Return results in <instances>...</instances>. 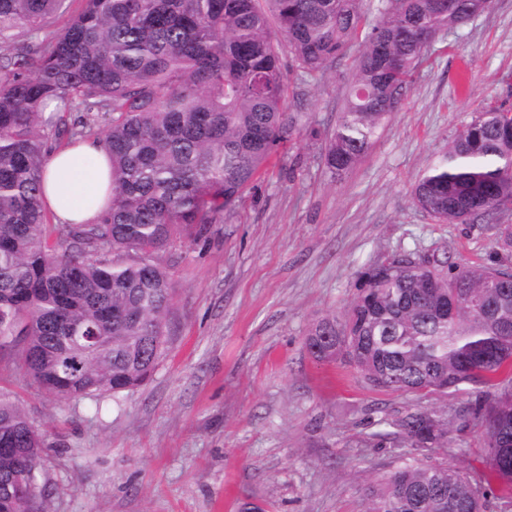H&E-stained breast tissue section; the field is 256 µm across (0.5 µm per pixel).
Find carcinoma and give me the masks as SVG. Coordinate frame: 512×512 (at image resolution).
Wrapping results in <instances>:
<instances>
[{"mask_svg":"<svg viewBox=\"0 0 512 512\" xmlns=\"http://www.w3.org/2000/svg\"><path fill=\"white\" fill-rule=\"evenodd\" d=\"M0 0V357L38 390L99 399L142 385L165 357L174 289L165 253L224 219L292 135L281 49L314 77L347 56L352 81L326 167L340 175L399 109L425 40L490 0ZM51 100L61 108L47 118ZM94 138L112 163V206L94 224H54L48 155ZM412 202L442 224L512 207V109H483L418 178ZM341 318L310 328L318 360L370 387L460 394L481 387L476 423L491 472L512 495V268L402 253L364 271ZM374 437L418 454L451 429L413 408ZM44 436L0 391V512H48ZM482 479L414 457L363 495L364 512H484Z\"/></svg>","mask_w":512,"mask_h":512,"instance_id":"1","label":"carcinoma"}]
</instances>
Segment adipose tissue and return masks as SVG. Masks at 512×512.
Listing matches in <instances>:
<instances>
[{
	"mask_svg": "<svg viewBox=\"0 0 512 512\" xmlns=\"http://www.w3.org/2000/svg\"><path fill=\"white\" fill-rule=\"evenodd\" d=\"M44 192L57 223H95L112 199L105 150L97 141L86 140L52 153Z\"/></svg>",
	"mask_w": 512,
	"mask_h": 512,
	"instance_id": "ef3b65f1",
	"label": "adipose tissue"
}]
</instances>
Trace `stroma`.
<instances>
[{
	"label": "stroma",
	"instance_id": "stroma-1",
	"mask_svg": "<svg viewBox=\"0 0 512 512\" xmlns=\"http://www.w3.org/2000/svg\"><path fill=\"white\" fill-rule=\"evenodd\" d=\"M350 67L287 72L298 133L223 223L176 242L169 349L144 385L75 402L0 362V389L45 437L50 512H362L364 491L414 454L372 440L379 420L415 407L450 419L476 400L371 389L352 367L317 361L305 337L344 314L360 271L396 253L458 266L502 256L494 226L437 223L410 190L480 110L512 107V0L435 34L400 110L338 177L306 130L335 127ZM453 437L435 457L498 488L479 428L455 424Z\"/></svg>",
	"mask_w": 512,
	"mask_h": 512
}]
</instances>
